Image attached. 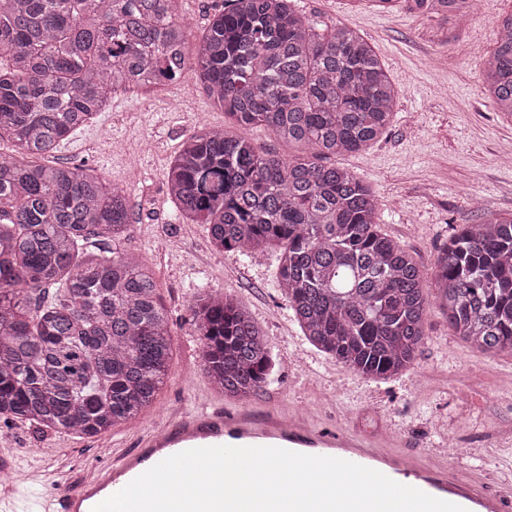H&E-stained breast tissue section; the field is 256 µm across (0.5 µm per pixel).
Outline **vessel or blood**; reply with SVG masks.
<instances>
[{
    "instance_id": "vessel-or-blood-1",
    "label": "vessel or blood",
    "mask_w": 512,
    "mask_h": 512,
    "mask_svg": "<svg viewBox=\"0 0 512 512\" xmlns=\"http://www.w3.org/2000/svg\"><path fill=\"white\" fill-rule=\"evenodd\" d=\"M270 446L314 449L316 455L335 457L377 470L390 479L422 490L444 501L460 497L467 512H500L499 499L481 488L459 489L443 467L424 463L415 455L389 457L366 440L332 433L314 434L294 420L272 417L256 421L244 409L226 416L220 412L184 417L146 436L139 448L113 458L91 476L65 483L59 493L37 502L38 512H92L161 460L184 450L218 446Z\"/></svg>"
}]
</instances>
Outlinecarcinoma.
I'll use <instances>...</instances> for the list:
<instances>
[{
    "mask_svg": "<svg viewBox=\"0 0 512 512\" xmlns=\"http://www.w3.org/2000/svg\"><path fill=\"white\" fill-rule=\"evenodd\" d=\"M460 22L472 0H403ZM180 0H0V418L94 437L151 409L170 370L172 329L154 272L125 247L124 190L83 165L47 164L119 91L153 92L194 72L240 133L203 130L165 172L180 215L241 257L280 251L278 287L306 340L341 366L385 380L427 342L428 291L455 335L512 355V216L469 224L434 279L376 222L378 198L331 159L374 144L396 90L347 24L293 0H224L191 42ZM483 83L512 116V15ZM300 147L283 158L247 130ZM215 388L249 398L275 361L248 309L218 292L190 308Z\"/></svg>",
    "mask_w": 512,
    "mask_h": 512,
    "instance_id": "cac0c4a2",
    "label": "carcinoma"
}]
</instances>
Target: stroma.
Returning a JSON list of instances; mask_svg holds the SVG:
<instances>
[{
	"label": "stroma",
	"mask_w": 512,
	"mask_h": 512,
	"mask_svg": "<svg viewBox=\"0 0 512 512\" xmlns=\"http://www.w3.org/2000/svg\"><path fill=\"white\" fill-rule=\"evenodd\" d=\"M306 15L356 28L397 90L395 115L372 147L337 157L371 184L378 221L432 275L436 258L463 225L512 216V119L484 94L482 70L512 0H475L468 21L428 17L364 0H298ZM236 126L213 107L193 73L161 90L118 93L107 112L70 135L53 159L97 169L125 189L128 245L153 267L172 321L169 376L154 407L95 437L0 421V448L36 476L28 501L56 492L61 476L90 474L185 413L244 408L258 419H304L313 432L388 435V449L447 464L460 483L479 484L512 512V356L472 347L430 305L427 342L410 370L370 380L310 345L276 286L277 255L244 259L211 245L203 225L177 218L165 172L181 141L203 128ZM243 303L262 327L276 362L271 382L238 401L215 390L189 326L199 290Z\"/></svg>",
	"instance_id": "35a3bbf8"
}]
</instances>
